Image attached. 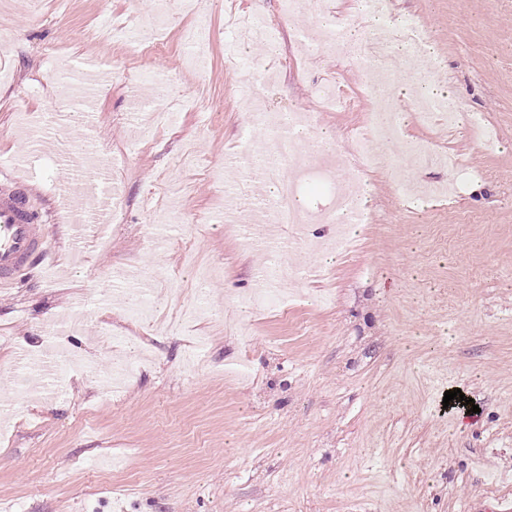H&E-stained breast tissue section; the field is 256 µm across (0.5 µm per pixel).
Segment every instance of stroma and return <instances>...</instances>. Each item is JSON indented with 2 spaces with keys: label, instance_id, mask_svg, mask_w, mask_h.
Returning <instances> with one entry per match:
<instances>
[{
  "label": "stroma",
  "instance_id": "35a3bbf8",
  "mask_svg": "<svg viewBox=\"0 0 512 512\" xmlns=\"http://www.w3.org/2000/svg\"><path fill=\"white\" fill-rule=\"evenodd\" d=\"M146 0H0V159L33 154L24 175L39 203L59 205L62 183L81 203L71 220L50 224L55 265L24 270L0 288V401L14 421L0 426V512H512V0H389L394 19H413L446 66L468 114L483 116L489 140L469 122L448 131L441 116L421 121L408 99L403 138L448 150L470 176L453 200L425 209L401 198L375 170L358 225L357 251L322 262L317 240L330 224L302 232L281 226L295 249L297 277L276 306L249 309L260 273L275 266L250 244L243 223L221 216L242 179L259 180L252 144L265 131L241 101L238 74L253 73L272 112L315 113L318 127L348 131L362 109L323 108L317 87L357 96L356 62L322 55L303 66L299 28L279 0H237L274 34L239 42L226 23L228 0H202L200 16L168 0L165 48L149 57L82 38L104 20L125 21ZM205 18L206 69L185 65L181 28ZM112 65V85L95 94L91 124L84 97L61 102L60 76L78 80L85 57ZM167 75L166 94L203 90L223 103L177 112L169 128L137 149L149 110L133 111L132 74ZM65 112L68 126L37 137L15 129V113ZM128 159L113 197L120 214L106 241L74 244V224L97 213L112 185L86 154ZM183 219L166 221L167 203ZM149 286V324L126 323L120 297ZM237 290L229 292L226 281ZM200 308L183 335L162 333L181 308ZM81 330L62 339L45 328L73 313ZM125 337L96 342L103 328ZM63 348L79 359L63 392L30 396L28 354ZM147 364L121 390L107 388L118 360ZM458 388L480 411L444 407Z\"/></svg>",
  "mask_w": 512,
  "mask_h": 512
}]
</instances>
